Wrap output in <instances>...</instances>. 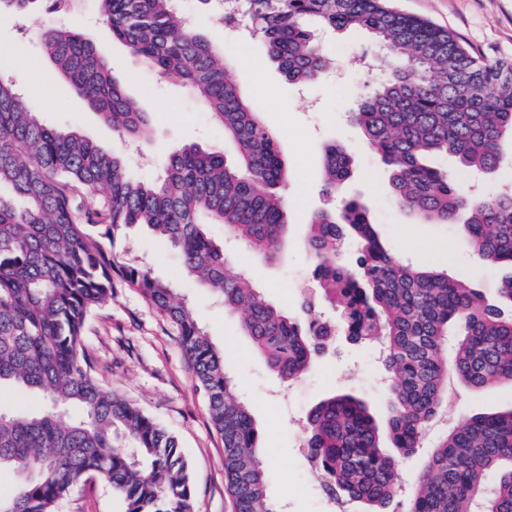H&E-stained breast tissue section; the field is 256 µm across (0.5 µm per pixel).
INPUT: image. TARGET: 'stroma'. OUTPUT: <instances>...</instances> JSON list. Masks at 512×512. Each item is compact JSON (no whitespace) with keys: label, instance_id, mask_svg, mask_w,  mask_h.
I'll return each instance as SVG.
<instances>
[{"label":"stroma","instance_id":"1","mask_svg":"<svg viewBox=\"0 0 512 512\" xmlns=\"http://www.w3.org/2000/svg\"><path fill=\"white\" fill-rule=\"evenodd\" d=\"M393 4L453 32L474 54L512 61V0H393ZM188 8L194 23L211 39L223 43L224 54L232 63V78L271 129L288 163L284 194L290 231L284 260L270 263L256 258L215 225L211 231L224 241L228 272L247 269L272 302L297 309L312 267L303 237L312 214L327 205L322 194L321 160L324 146L334 140L353 158L352 176L341 195L367 206L391 254L448 271L479 288L489 302H498L501 280L512 274V269L479 261L459 229L421 222L400 207L391 192L388 167L349 119L364 82L356 56L367 51L373 59L382 57L366 32L349 30L325 38L322 49L333 59L335 73L295 86L270 60L260 40L224 29L201 12L197 0H189ZM45 26L78 29L91 37L108 60L113 76L150 112L151 139L127 147L66 82L52 79L45 90L32 84L33 75L50 71L40 39ZM0 74L11 77L36 103L46 125L74 126L105 150H127L133 178H151L173 151L189 143L223 152L228 159L233 156L232 145L212 124L206 107L171 79L145 69L113 40L92 0H80L34 20L0 11ZM115 245L129 261L142 262L153 276L173 280L200 326L223 351L227 372L251 405L267 461L270 498L282 512H334L306 460L305 419L322 398L341 390L364 398L378 420H385L390 395L378 350L340 337L334 354L320 359L297 382H282L258 357L237 321L225 316L211 295L184 275L178 254L166 240L134 227L124 230ZM84 345L94 359V377L104 389L134 404L177 437L192 472L194 512H233L224 476L223 441L211 423L206 399L196 388L180 337L168 318L137 289L118 280L111 298L90 318ZM510 405L512 386L508 384L488 390L459 389L431 432L452 431L473 414ZM54 510L125 512V505L108 486L91 480L75 487Z\"/></svg>","mask_w":512,"mask_h":512}]
</instances>
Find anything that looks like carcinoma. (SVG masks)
Instances as JSON below:
<instances>
[{
	"label": "carcinoma",
	"mask_w": 512,
	"mask_h": 512,
	"mask_svg": "<svg viewBox=\"0 0 512 512\" xmlns=\"http://www.w3.org/2000/svg\"><path fill=\"white\" fill-rule=\"evenodd\" d=\"M71 0H0L25 17ZM112 38L155 72L177 79L209 110L236 147L232 162L198 144L173 152L158 175L134 180L119 150L76 129L43 124L36 107L0 76V387L42 394L37 413L0 412V473L19 482L0 512H53L83 481L108 484L126 512H193L190 471L178 440L138 407L103 390L83 333L119 277L177 329L194 380L224 444L234 512H276L249 403L224 356L169 280L108 253L104 240L141 224L166 238L183 272L208 289L267 366L293 381L323 353L317 338L342 330L382 345L392 414L381 430L350 394L321 400L306 419L307 448L323 487L367 512H512V407L471 416L431 447L413 492L402 498L399 466L417 453L448 400V381L485 390L512 384V274L501 304L444 271L389 253L356 199L315 212L304 242L317 286L303 315L272 302L244 273L229 275L224 241L282 260L288 166L278 143L229 77L230 62L170 0H95ZM259 38L291 84L332 66L320 30L368 31L384 54L368 72L350 120L391 169L399 204L429 223L463 228L477 256L512 266V193L473 195L428 159L454 156L461 170L494 172L512 140V62L473 55L452 32L402 13L389 0H235L222 18ZM44 53L67 82L127 143L144 140L149 113L112 76L96 44L75 29L45 28ZM351 156L331 143L323 192L336 197ZM76 406L70 418L62 410Z\"/></svg>",
	"instance_id": "carcinoma-1"
}]
</instances>
